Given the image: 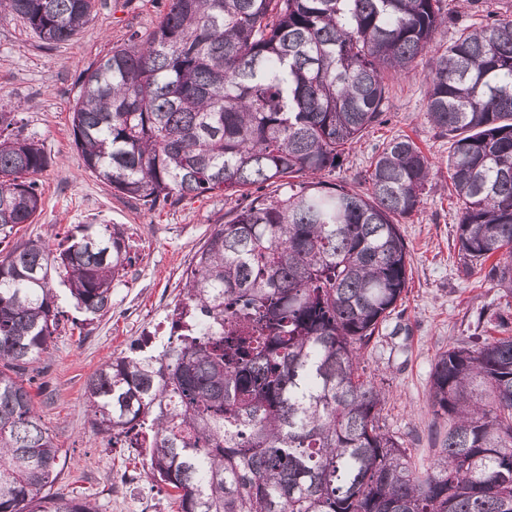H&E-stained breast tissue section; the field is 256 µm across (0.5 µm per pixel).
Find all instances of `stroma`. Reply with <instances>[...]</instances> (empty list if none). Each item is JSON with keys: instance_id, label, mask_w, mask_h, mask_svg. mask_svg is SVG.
Returning a JSON list of instances; mask_svg holds the SVG:
<instances>
[{"instance_id": "35a3bbf8", "label": "stroma", "mask_w": 512, "mask_h": 512, "mask_svg": "<svg viewBox=\"0 0 512 512\" xmlns=\"http://www.w3.org/2000/svg\"><path fill=\"white\" fill-rule=\"evenodd\" d=\"M166 0H96L86 25L69 41L43 44L20 18L0 8V110L17 111L23 137L42 144L50 158L37 182L42 212L33 223L0 234V258L16 243L42 239L50 246L77 235L83 224H115L130 243L132 265L112 286V307L86 320L66 286H59L63 316L49 354L34 365L31 391L41 419L66 457L52 490L87 497L98 512H178L172 490L154 485L142 448H112L91 428L85 387L106 360L131 354L146 336L167 327L197 251L244 199L213 192L154 209L115 194L86 170L73 142L72 107L81 70L130 38L147 39ZM421 57L389 90L388 121L353 144L341 169L324 181L350 182L390 140L412 138L435 164L417 213L402 219L411 280L397 334L382 332L364 351L360 367L386 393L387 430L412 455L431 458L443 423L428 403L431 366L449 342L480 333L497 336L486 318L512 307V293L464 276L456 240L458 201L448 189L452 142L428 119Z\"/></svg>"}]
</instances>
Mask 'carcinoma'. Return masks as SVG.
I'll return each instance as SVG.
<instances>
[{
	"label": "carcinoma",
	"instance_id": "1",
	"mask_svg": "<svg viewBox=\"0 0 512 512\" xmlns=\"http://www.w3.org/2000/svg\"><path fill=\"white\" fill-rule=\"evenodd\" d=\"M446 44L443 0H167L149 38L84 69L72 112L84 168L151 206L221 191L257 196L195 255L158 354L88 378L93 431L148 449L178 512H512V336H470L434 360L429 402L449 421L417 463L381 425L383 389L361 352L406 297L399 219L433 163L390 140L361 191L321 180L387 122L389 81L430 55L427 115L453 138L456 229L469 277L512 288V18ZM47 44L70 40L95 0H7ZM0 112V232L41 212L44 150ZM275 187L274 194L263 190ZM131 263L114 224L65 248L28 240L0 260V512H98L50 493L58 448L31 365L49 354L61 270L78 309L112 307Z\"/></svg>",
	"mask_w": 512,
	"mask_h": 512
}]
</instances>
